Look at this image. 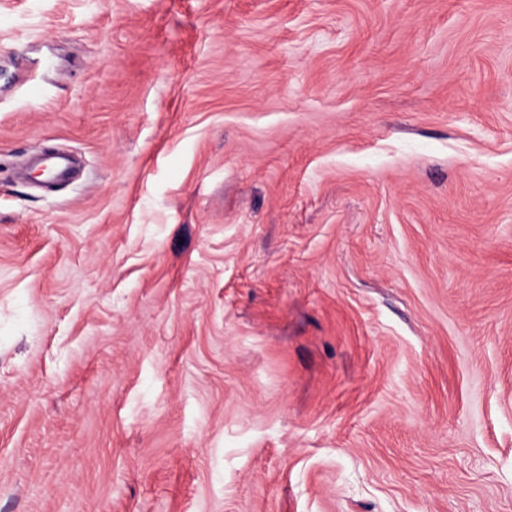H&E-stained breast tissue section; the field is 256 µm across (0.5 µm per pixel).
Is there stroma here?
Returning <instances> with one entry per match:
<instances>
[{"mask_svg": "<svg viewBox=\"0 0 512 512\" xmlns=\"http://www.w3.org/2000/svg\"><path fill=\"white\" fill-rule=\"evenodd\" d=\"M0 512H512V0H0Z\"/></svg>", "mask_w": 512, "mask_h": 512, "instance_id": "stroma-1", "label": "stroma"}]
</instances>
